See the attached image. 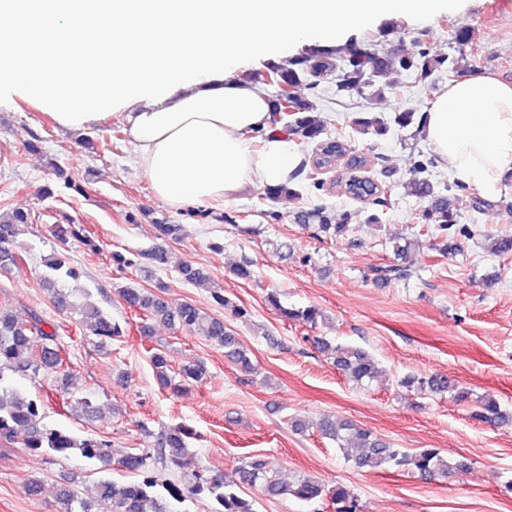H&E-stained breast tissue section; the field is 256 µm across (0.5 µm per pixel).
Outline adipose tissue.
Wrapping results in <instances>:
<instances>
[{"mask_svg": "<svg viewBox=\"0 0 512 512\" xmlns=\"http://www.w3.org/2000/svg\"><path fill=\"white\" fill-rule=\"evenodd\" d=\"M56 13L0 0V35L32 53L0 49V93L39 99L67 130L121 116L155 195L181 207L232 199L245 185L285 182L295 162L273 135L268 98L226 81L251 57L342 37L392 14L426 17L457 0H66ZM94 43L104 60L84 51ZM425 135L448 169L492 193L512 172V87L490 75L453 81L427 114Z\"/></svg>", "mask_w": 512, "mask_h": 512, "instance_id": "obj_1", "label": "adipose tissue"}]
</instances>
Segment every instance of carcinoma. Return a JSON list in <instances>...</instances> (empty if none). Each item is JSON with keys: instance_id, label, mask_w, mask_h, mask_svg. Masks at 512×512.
Returning a JSON list of instances; mask_svg holds the SVG:
<instances>
[{"instance_id": "1", "label": "carcinoma", "mask_w": 512, "mask_h": 512, "mask_svg": "<svg viewBox=\"0 0 512 512\" xmlns=\"http://www.w3.org/2000/svg\"><path fill=\"white\" fill-rule=\"evenodd\" d=\"M301 62L293 60L287 64L270 66L261 76V82L275 89V106L271 125L273 129L287 137L299 135L315 145L312 160L302 165L298 173H307L314 185L321 187L324 182L318 175L344 162L348 170L346 179L337 183L340 192L359 200L365 195L373 197L371 204L383 205L386 195L393 190L365 175L371 163L370 157L348 154L347 144L327 132L326 122L319 116L313 100L301 92L302 82L307 77L320 78L336 75V86L341 92L370 94L375 99H383L395 93L396 83L388 80L394 73H407L420 81L429 79L435 72L448 70L456 73L461 67V59L453 57H431L425 51L416 54L397 51H379L372 45L352 40L343 48L316 46L311 52L309 71L299 68ZM426 113L415 109H400L389 119L366 110L357 113L352 119L354 129L361 134L386 135L391 128L422 127ZM433 161L425 156L416 160L405 186L409 193L420 200L428 201L422 211V219L435 235H448V231L458 224L459 215L452 207L449 197L438 193L431 182L429 168ZM265 198L273 203L283 200H297L300 191L292 181L282 182L264 188ZM297 223L311 227L318 236L336 237L348 232L349 215L336 218L324 206L312 209L299 208L293 212ZM27 223V214L16 211L0 215V272L8 271L18 264L20 257L14 251V243L20 225ZM158 240L176 239L181 235L182 225L159 222L153 225ZM53 232L59 237L70 236L92 250H99L94 237L82 224H56ZM413 246L409 240H393V252L400 263L379 269L377 279L390 282L403 280L410 269L406 254ZM490 250L496 255L512 253V235H497L490 238ZM112 264L123 271L136 268L151 274L157 268L169 265L168 252L157 245L139 252L134 257L115 251ZM48 272L41 276L39 287L52 298L56 308L78 316L96 339L99 347H105L114 340L126 335L128 324L112 319L101 308L91 304H77L71 294L58 288L62 276L76 278L78 274L63 257H52L47 261ZM180 278L191 285H205L211 278L206 270L190 263L178 265ZM118 295L124 304L142 312L144 319L141 333L153 335L155 326L167 325L204 337L215 346L224 349V357L242 371L251 369L250 351L225 327L224 320L205 311L199 305L184 301L171 304L162 292L151 289L123 286ZM213 301L220 307L242 318L247 311L226 297L222 290L212 292ZM268 303L282 317L299 321L311 327L316 326L322 311L316 306L302 310L284 307L277 294L267 296ZM316 348L332 359L336 369L358 386H368L383 373L373 355L360 348L332 345L326 340L313 339ZM62 343L55 327L32 310L18 311L9 306H0V381L7 372L19 373L31 379L47 377L58 372L63 364ZM151 365L157 380L164 387L178 390L190 382H198L205 375L200 364H188L175 372L167 353L158 349L151 356ZM401 385L432 394H449L459 402L471 400L472 392L460 386L446 375H435L428 379L407 378ZM477 416L490 424L506 420L499 401L491 395L476 397ZM45 402L40 396L25 395L17 391L0 394V442H12L18 436L24 437V445L32 451L59 458L71 456L95 460L103 467L117 465L122 471L134 475L130 481H116L102 477L91 488L82 489V482L66 479L57 490L58 512H100L98 505L110 507L109 512H179L175 504L187 499L207 498L214 504L211 512H255L253 501L243 496L246 486H258L270 498L294 497L303 501L330 502L333 512H357L356 499L346 487L332 488L311 480L301 479L288 483L276 477L269 460L263 455L246 458L237 476L227 478L222 475L207 477L199 471L188 469L189 439L192 431L183 426H174L161 432L154 440L156 456L145 451L128 452L121 458L112 459L111 442L94 436H79L66 429L54 428L43 422ZM72 410L86 420L100 416V407L90 396L74 400ZM320 434L336 442L340 449L353 448L355 454L347 456L358 469L411 468L424 478H445L453 469L462 466L456 459L444 456L436 448H425L409 454L396 448L371 429L351 421L323 420L316 424ZM176 469L180 473L178 482L159 481L151 468V461Z\"/></svg>"}]
</instances>
